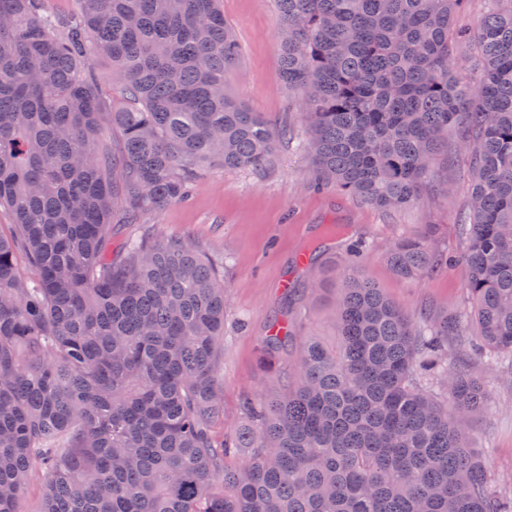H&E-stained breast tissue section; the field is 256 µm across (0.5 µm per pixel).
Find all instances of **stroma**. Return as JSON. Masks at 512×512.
Returning a JSON list of instances; mask_svg holds the SVG:
<instances>
[{
  "label": "stroma",
  "mask_w": 512,
  "mask_h": 512,
  "mask_svg": "<svg viewBox=\"0 0 512 512\" xmlns=\"http://www.w3.org/2000/svg\"><path fill=\"white\" fill-rule=\"evenodd\" d=\"M224 18L233 28L239 65L224 77L227 92L260 113L272 126L287 128L271 162L257 170L227 172L202 167L189 199L149 214L137 224L113 222L116 241L144 233L156 239L182 236L194 240L223 263L227 287L224 355V426L242 422L244 397L271 391L288 372L298 346L286 347L272 372L259 364L269 324L284 308L281 283L297 253L314 247L315 231L329 224L350 225L365 241L363 270L414 321L428 312L469 317L466 293L469 268L462 259L472 180L459 150L449 151L420 201L395 211L361 202L333 189L316 188L308 149L310 119L298 93L280 75L276 0H222ZM437 225L438 249L456 255L447 270L414 280L398 277L386 259L394 242ZM294 317L307 334L331 338L330 294L304 299ZM483 383L491 406L465 425L470 446L483 458L503 491L512 490V357L500 355L485 368Z\"/></svg>",
  "instance_id": "35a3bbf8"
}]
</instances>
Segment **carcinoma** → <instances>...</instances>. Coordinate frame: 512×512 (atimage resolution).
<instances>
[{
	"mask_svg": "<svg viewBox=\"0 0 512 512\" xmlns=\"http://www.w3.org/2000/svg\"><path fill=\"white\" fill-rule=\"evenodd\" d=\"M44 2L0 0V208L16 227L0 235V512H25L34 459L39 512H512L461 428L489 406L448 358L461 321L416 327L356 249L334 278L333 339L289 319L267 332L266 366L300 345L288 383L218 431L224 273L186 237L112 255V216L137 224L183 200L206 164L261 168L286 131L224 88L239 46L221 0H82L69 18ZM461 2L277 0L280 75L310 115L318 183L382 209L420 199L458 130L472 326L512 354V4L482 15L466 90ZM99 57L126 104L100 91ZM436 237L395 242V274L448 264ZM455 62L458 76L467 82H473L476 73L471 67V60L477 55V49L472 41H458L455 43Z\"/></svg>",
	"mask_w": 512,
	"mask_h": 512,
	"instance_id": "cac0c4a2",
	"label": "carcinoma"
}]
</instances>
